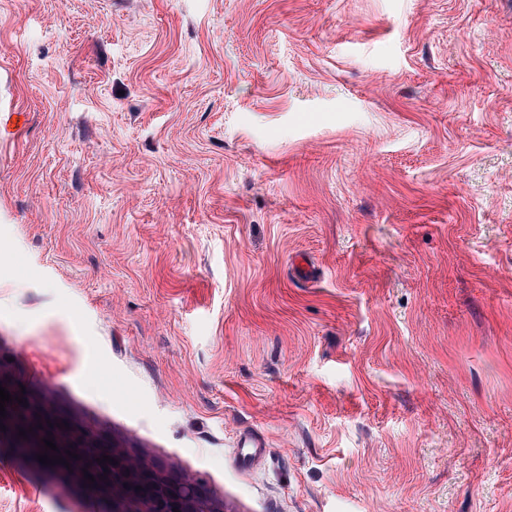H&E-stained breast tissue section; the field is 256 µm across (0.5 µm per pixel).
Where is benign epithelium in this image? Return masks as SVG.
Masks as SVG:
<instances>
[{
    "label": "benign epithelium",
    "instance_id": "obj_1",
    "mask_svg": "<svg viewBox=\"0 0 512 512\" xmlns=\"http://www.w3.org/2000/svg\"><path fill=\"white\" fill-rule=\"evenodd\" d=\"M112 494L120 512H212L197 483L112 450Z\"/></svg>",
    "mask_w": 512,
    "mask_h": 512
}]
</instances>
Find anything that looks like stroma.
<instances>
[{
  "instance_id": "1",
  "label": "stroma",
  "mask_w": 512,
  "mask_h": 512,
  "mask_svg": "<svg viewBox=\"0 0 512 512\" xmlns=\"http://www.w3.org/2000/svg\"><path fill=\"white\" fill-rule=\"evenodd\" d=\"M0 279L35 440L512 512V0H0ZM15 431L0 512H112Z\"/></svg>"
}]
</instances>
